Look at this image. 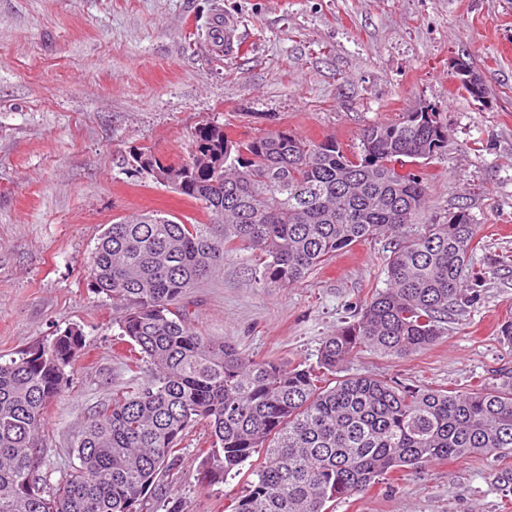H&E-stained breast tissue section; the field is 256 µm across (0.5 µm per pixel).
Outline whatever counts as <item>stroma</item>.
I'll list each match as a JSON object with an SVG mask.
<instances>
[{"instance_id": "obj_1", "label": "stroma", "mask_w": 512, "mask_h": 512, "mask_svg": "<svg viewBox=\"0 0 512 512\" xmlns=\"http://www.w3.org/2000/svg\"><path fill=\"white\" fill-rule=\"evenodd\" d=\"M488 91L478 102L453 69ZM429 106L448 146L425 167L422 221L467 208L483 270L439 341L407 358L362 352L346 373L466 390L512 369V0H0V363L68 329L83 337L44 411L39 470L56 487L88 416L144 382L120 335L123 309L96 293L91 257L107 225L143 211L217 233L199 204L136 167L180 163L209 121L247 139L281 130L356 150L365 128ZM389 240L355 243L288 288L254 281L241 250L191 289L195 327L246 357L315 366L323 340L388 286ZM209 428L182 439L142 512H232L256 465L203 483ZM327 512H512V458L476 455L388 473Z\"/></svg>"}]
</instances>
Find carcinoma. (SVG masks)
<instances>
[{
  "mask_svg": "<svg viewBox=\"0 0 512 512\" xmlns=\"http://www.w3.org/2000/svg\"><path fill=\"white\" fill-rule=\"evenodd\" d=\"M445 137L437 112L367 127L356 153L288 131L240 140L221 125L198 126L177 192L221 234L149 212L109 225L90 263L97 292L126 307L122 335L151 379L113 392L89 418L73 446L78 464L51 490L36 475L44 409L65 387L82 336L69 329L1 363L0 512H138L201 420L210 428L201 481L264 452L233 512H326L391 471L511 457V370L469 390L340 375L361 351L404 358L433 346L465 284L482 279L466 208L407 231L426 209V174L395 165L439 154ZM378 234L391 240L389 288L325 338L315 367L249 359L191 325L184 296L232 251L259 252L258 281L286 288Z\"/></svg>",
  "mask_w": 512,
  "mask_h": 512,
  "instance_id": "cac0c4a2",
  "label": "carcinoma"
}]
</instances>
